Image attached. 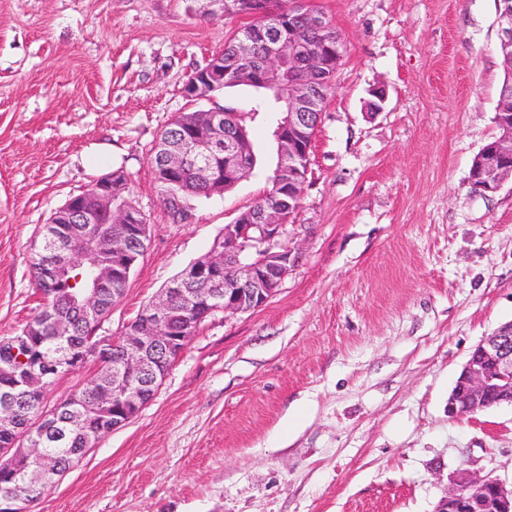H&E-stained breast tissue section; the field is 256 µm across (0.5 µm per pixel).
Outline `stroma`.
I'll return each mask as SVG.
<instances>
[{
    "label": "stroma",
    "mask_w": 512,
    "mask_h": 512,
    "mask_svg": "<svg viewBox=\"0 0 512 512\" xmlns=\"http://www.w3.org/2000/svg\"><path fill=\"white\" fill-rule=\"evenodd\" d=\"M312 3L344 51L292 271L265 306L211 317L28 512H434L458 470L512 483V406L447 412L471 352L512 322V183L468 184L499 134L496 0ZM241 24L210 0H0V340L38 311L41 226L97 179L123 170L151 227L99 326L112 337L268 191L277 115L257 91L183 93ZM214 107L244 115L255 171L177 223L151 148L176 114Z\"/></svg>",
    "instance_id": "stroma-1"
}]
</instances>
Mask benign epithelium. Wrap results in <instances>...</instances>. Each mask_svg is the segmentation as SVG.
<instances>
[{
  "instance_id": "7a95c632",
  "label": "benign epithelium",
  "mask_w": 512,
  "mask_h": 512,
  "mask_svg": "<svg viewBox=\"0 0 512 512\" xmlns=\"http://www.w3.org/2000/svg\"><path fill=\"white\" fill-rule=\"evenodd\" d=\"M505 8L498 15L499 43L504 49L512 47V0H503ZM289 13L300 29L323 35L329 43L328 52L312 53L307 43L292 40L294 51L283 54L282 45L289 39L281 31L267 44L266 63L259 68L241 67L214 72L197 81L186 83L184 93L194 101L212 99L207 86L217 82L238 81L257 84L273 92L285 103L277 122L275 140L278 144L279 166L274 170L275 182L291 172L301 176L308 158L305 144L312 143L313 128L319 126L322 109L328 101L323 88L333 83L344 44L339 33L311 0H293ZM303 73L300 80L296 74ZM235 119H224V174L234 181L221 182L214 178L208 156L215 136L195 127L183 133L182 141L193 146V162L198 174L212 185V192L229 190L247 177L253 167L252 158L242 150L249 137L246 124L239 113ZM502 134L493 144L476 155L469 180L479 179L477 193H495L512 180V114L500 118ZM154 152L158 164L173 177L188 162L183 146L159 142ZM112 175L99 179L89 189L87 199L69 198L62 206L67 225L64 236L53 249V258L42 271L47 281H63L74 265L71 256L80 252L93 260L87 272L89 286L78 294H70L69 302L87 321L99 324L104 318L100 288L115 276L126 279L139 260L129 251L126 237L136 230L142 239H149V225L138 224L133 215L113 207ZM85 224H110L112 229L89 234ZM290 214L285 208H275L262 214L246 210L224 225V233L210 253L189 274L192 281L211 285L205 300L206 312L237 314L254 311L273 298L292 270L295 256L290 246ZM186 282L175 281L161 290L153 300L150 314L138 324L127 325L121 336L99 337L100 344L120 343L126 352L121 366L112 367V393L122 395L121 409L112 416L116 430L135 419L153 399L168 374L172 362L179 358L191 336L188 331L171 327L167 315L173 296L184 293ZM29 368L14 382L0 390V417L7 419L19 414L15 393L34 394L40 391L43 380L56 371V364L33 350ZM512 405V323L504 325L486 337L472 352L448 396V417L474 416L488 409V400ZM42 436L25 434L11 445L0 448V473L22 474L35 491L54 486L62 463L57 457L42 451ZM435 512H512V487L488 473L472 475L459 470L450 477L448 493Z\"/></svg>"
}]
</instances>
